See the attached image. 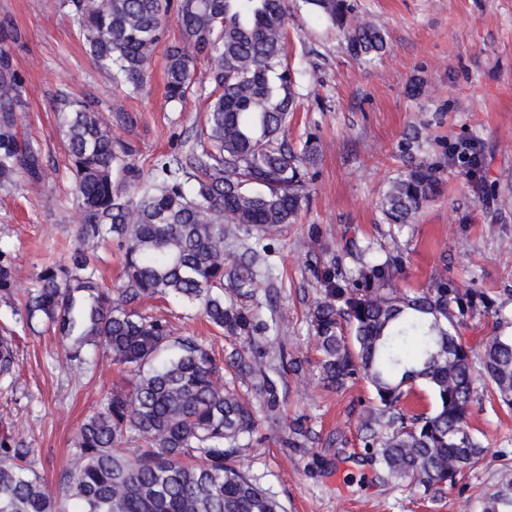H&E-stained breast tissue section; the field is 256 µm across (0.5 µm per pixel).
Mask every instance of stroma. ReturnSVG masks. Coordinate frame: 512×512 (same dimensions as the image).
<instances>
[{
    "mask_svg": "<svg viewBox=\"0 0 512 512\" xmlns=\"http://www.w3.org/2000/svg\"><path fill=\"white\" fill-rule=\"evenodd\" d=\"M286 4V61L299 94L286 138L295 147L317 141L320 153L296 223L264 239L278 279L244 305L276 321L274 347L301 361L299 374L279 368L280 394L286 413L306 417L314 442L307 454L293 452L283 445L282 428L263 419L245 465L284 512H480L482 494L512 469V408L476 387L469 425L483 459L457 486L431 496L388 481L361 442L373 391L363 380L341 391L324 385L308 312L322 291L324 264L334 259L344 271L356 269L343 251L349 239L399 251L403 270L393 283L399 291H421L442 275L512 312V0H354L386 40L367 62L353 57L343 32L305 0ZM3 19L23 33L11 49L27 99L22 127L40 147L43 164L41 179L0 187V250L13 257L24 292L43 265L67 258L81 229L57 126L58 90L92 98L113 137L132 142L148 169L199 134L211 86L201 57L196 94L168 100L166 49L182 40L174 23L134 92L97 68L62 0H0ZM119 112L132 115L133 126L117 123ZM463 140L481 147L480 167L449 163L452 146ZM420 161L439 169L441 192L399 230L385 223L378 201L390 180ZM145 307L171 309L175 335L201 337L217 357L245 345L193 317L180 301L149 300ZM0 326L16 331L19 358L16 385H0V423L34 448L36 473L57 485L76 451L79 425L133 377L100 350L91 352L88 365H63L58 337L23 329L5 304Z\"/></svg>",
    "mask_w": 512,
    "mask_h": 512,
    "instance_id": "stroma-1",
    "label": "stroma"
}]
</instances>
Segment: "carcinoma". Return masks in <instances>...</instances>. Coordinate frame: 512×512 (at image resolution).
Listing matches in <instances>:
<instances>
[{
  "label": "carcinoma",
  "instance_id": "1",
  "mask_svg": "<svg viewBox=\"0 0 512 512\" xmlns=\"http://www.w3.org/2000/svg\"><path fill=\"white\" fill-rule=\"evenodd\" d=\"M97 67L139 90L169 18L184 44L167 50L169 100L194 93L196 54H205L213 90L203 115L204 141L154 165L136 161L130 142L115 141L87 99L56 96L82 213L67 262L40 269L36 287L15 305V264L0 251V301L24 326L45 325L63 342L62 362L86 363L101 348L136 377L115 388L106 406L78 428L71 463L58 487L33 470L35 449L0 427V512H282L260 478L242 466L255 410L225 379L248 378L266 417L281 401L266 351H236L219 362L194 336H176L162 315L138 310L146 298L172 297L194 306L214 329L251 341L271 325L238 299L276 279L262 234L297 218L307 199L306 175L319 144L301 150L280 138L294 111L295 73L282 65L285 0H64ZM342 29L351 53L372 58L385 48L381 30L350 0H305ZM22 33L0 21V186L42 173L39 151L22 131V79L10 45ZM437 170L419 162L393 180L380 200L389 224L414 223L438 191ZM112 235L123 278L108 288L96 274V249ZM346 250L355 276L336 262L320 271L324 291L310 312L324 384L341 389L363 379L377 406L362 438L372 461L393 481L438 491L473 468L483 448L468 424L475 385L491 386L512 407V316L494 311L496 332L482 353L464 339L466 318L493 301L471 288L435 279L409 295L391 288L402 269L397 251L373 255L371 243ZM15 336L0 334V382L16 380ZM426 387L432 406L401 408ZM284 443L306 452L311 430L285 419ZM139 440L133 456L125 445ZM481 512H512V471L482 499Z\"/></svg>",
  "mask_w": 512,
  "mask_h": 512
}]
</instances>
